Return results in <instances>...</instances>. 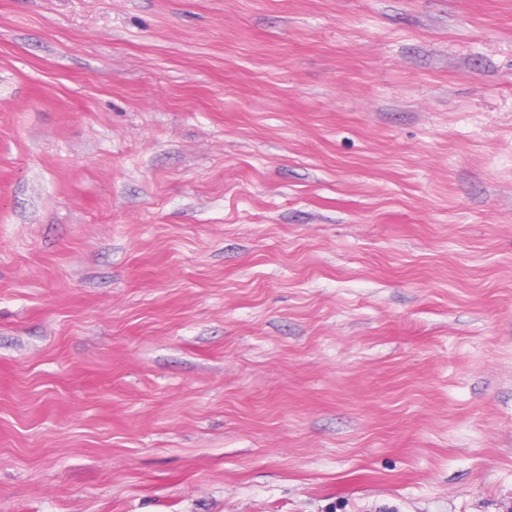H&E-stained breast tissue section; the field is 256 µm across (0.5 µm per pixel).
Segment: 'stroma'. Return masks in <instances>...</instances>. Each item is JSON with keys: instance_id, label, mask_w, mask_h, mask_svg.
I'll list each match as a JSON object with an SVG mask.
<instances>
[{"instance_id": "35a3bbf8", "label": "stroma", "mask_w": 512, "mask_h": 512, "mask_svg": "<svg viewBox=\"0 0 512 512\" xmlns=\"http://www.w3.org/2000/svg\"><path fill=\"white\" fill-rule=\"evenodd\" d=\"M0 512H512V0H0Z\"/></svg>"}]
</instances>
